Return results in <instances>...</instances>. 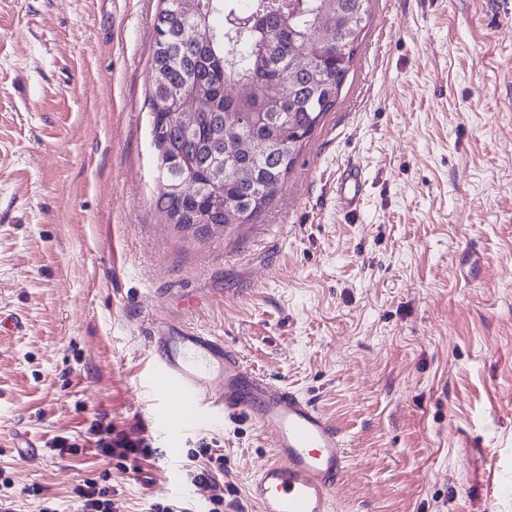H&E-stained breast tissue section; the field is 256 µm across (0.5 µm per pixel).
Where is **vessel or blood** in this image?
<instances>
[{"instance_id": "obj_1", "label": "vessel or blood", "mask_w": 512, "mask_h": 512, "mask_svg": "<svg viewBox=\"0 0 512 512\" xmlns=\"http://www.w3.org/2000/svg\"><path fill=\"white\" fill-rule=\"evenodd\" d=\"M364 183L359 166L337 174L336 200L345 213L357 214ZM183 310L184 320H156L149 330L155 423L174 439L195 429L212 408L249 419L272 446L247 488L254 512H331L333 491L348 469L337 426L308 398L251 371L223 337L195 329L193 303Z\"/></svg>"}]
</instances>
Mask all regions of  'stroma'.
<instances>
[{"mask_svg":"<svg viewBox=\"0 0 512 512\" xmlns=\"http://www.w3.org/2000/svg\"><path fill=\"white\" fill-rule=\"evenodd\" d=\"M162 0H0V469L19 512H77L94 449L22 458L24 436L144 430L157 455L113 471L128 512L198 494L179 465L224 456V512L269 442L206 415L170 447L151 421L148 328L180 320L339 427L333 512H512V0H372L338 100L250 224L185 240L156 210L149 95ZM359 165L358 214L336 205ZM475 245L479 264L462 278ZM469 440L482 452L466 448ZM39 485L40 495H24Z\"/></svg>","mask_w":512,"mask_h":512,"instance_id":"1","label":"stroma"}]
</instances>
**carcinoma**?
Segmentation results:
<instances>
[{"label": "carcinoma", "mask_w": 512, "mask_h": 512, "mask_svg": "<svg viewBox=\"0 0 512 512\" xmlns=\"http://www.w3.org/2000/svg\"><path fill=\"white\" fill-rule=\"evenodd\" d=\"M284 2L163 0L155 17L150 133L173 186L155 207L186 239L264 212L351 69L371 0Z\"/></svg>", "instance_id": "cac0c4a2"}]
</instances>
